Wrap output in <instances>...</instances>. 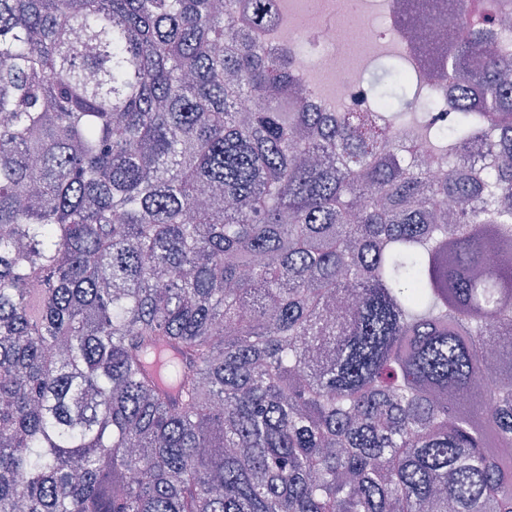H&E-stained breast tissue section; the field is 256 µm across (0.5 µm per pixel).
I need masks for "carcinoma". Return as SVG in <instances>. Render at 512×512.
<instances>
[{
	"label": "carcinoma",
	"mask_w": 512,
	"mask_h": 512,
	"mask_svg": "<svg viewBox=\"0 0 512 512\" xmlns=\"http://www.w3.org/2000/svg\"><path fill=\"white\" fill-rule=\"evenodd\" d=\"M447 2L315 112L282 0H0V512H512V27Z\"/></svg>",
	"instance_id": "cac0c4a2"
}]
</instances>
